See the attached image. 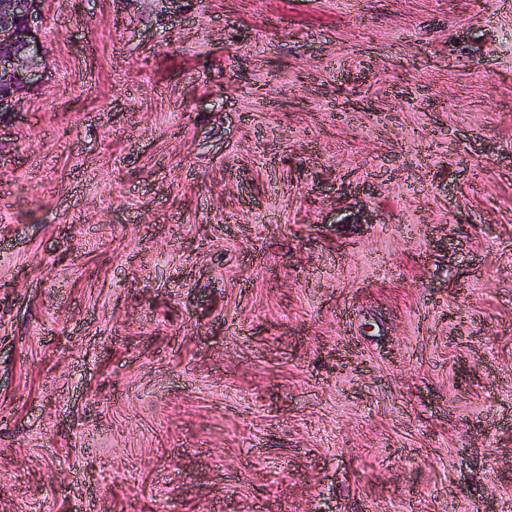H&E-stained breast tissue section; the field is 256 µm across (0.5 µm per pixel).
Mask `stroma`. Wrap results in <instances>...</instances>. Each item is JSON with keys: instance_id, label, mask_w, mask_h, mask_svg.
<instances>
[{"instance_id": "obj_1", "label": "stroma", "mask_w": 512, "mask_h": 512, "mask_svg": "<svg viewBox=\"0 0 512 512\" xmlns=\"http://www.w3.org/2000/svg\"><path fill=\"white\" fill-rule=\"evenodd\" d=\"M41 10L0 512H512V0Z\"/></svg>"}]
</instances>
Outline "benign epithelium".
Segmentation results:
<instances>
[{"instance_id":"benign-epithelium-1","label":"benign epithelium","mask_w":512,"mask_h":512,"mask_svg":"<svg viewBox=\"0 0 512 512\" xmlns=\"http://www.w3.org/2000/svg\"><path fill=\"white\" fill-rule=\"evenodd\" d=\"M41 0H0V112H12L42 82L44 45L37 38Z\"/></svg>"}]
</instances>
